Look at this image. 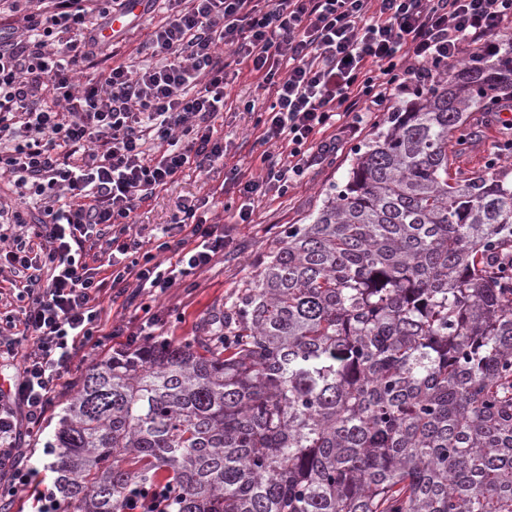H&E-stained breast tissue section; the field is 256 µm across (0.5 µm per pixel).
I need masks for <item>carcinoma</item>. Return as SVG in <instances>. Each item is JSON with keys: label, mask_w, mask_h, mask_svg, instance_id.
<instances>
[{"label": "carcinoma", "mask_w": 512, "mask_h": 512, "mask_svg": "<svg viewBox=\"0 0 512 512\" xmlns=\"http://www.w3.org/2000/svg\"><path fill=\"white\" fill-rule=\"evenodd\" d=\"M470 58L356 153L206 336L88 369L46 447L71 512H512V168L450 174ZM168 485H159L149 499L140 500L131 497L126 502V512H155L163 509L169 496Z\"/></svg>", "instance_id": "1"}]
</instances>
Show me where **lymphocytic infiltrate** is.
I'll return each instance as SVG.
<instances>
[{
	"label": "lymphocytic infiltrate",
	"instance_id": "f902f5d3",
	"mask_svg": "<svg viewBox=\"0 0 512 512\" xmlns=\"http://www.w3.org/2000/svg\"><path fill=\"white\" fill-rule=\"evenodd\" d=\"M157 0H0L16 25L0 31V174L37 214L0 203L17 226L0 248L23 331L0 327V361L30 341L8 391H0V471L14 490L32 472L15 454L20 423L39 427L79 346L105 329L104 289L159 296L224 251V227L183 205L158 248L174 261L139 260L135 211L187 167L225 157L215 119L232 110L229 63L247 64L272 97L261 141L278 154L241 182L236 223L255 204L286 196L313 162L335 155L332 128L359 137L375 113L450 73L465 51L496 54L512 29V0H169L143 43L150 60L115 62L93 17L133 13ZM86 75L76 84L77 75ZM181 231L170 243L173 231ZM106 241L110 273L98 277L88 244Z\"/></svg>",
	"mask_w": 512,
	"mask_h": 512
}]
</instances>
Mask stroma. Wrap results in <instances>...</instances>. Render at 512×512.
I'll return each mask as SVG.
<instances>
[{
  "label": "stroma",
  "mask_w": 512,
  "mask_h": 512,
  "mask_svg": "<svg viewBox=\"0 0 512 512\" xmlns=\"http://www.w3.org/2000/svg\"><path fill=\"white\" fill-rule=\"evenodd\" d=\"M257 83V75L243 66L238 77L229 84L228 90L237 108L215 121L227 145L224 165L201 174L189 170L177 174L135 215L134 232L155 235L161 227L171 223L180 205L201 204L215 222L223 224L230 239L223 255L215 258L204 271L187 278L151 303L153 312L163 321L164 336L176 344L205 334L212 320L223 314L225 307L253 276L259 261L280 245L289 225L304 223L320 206L327 190L345 184L359 148L355 142L343 145L335 159L313 166L304 181L287 196H269L256 203L252 223H233L229 211L237 207L239 193L237 186L227 180L229 167L240 166L243 176L247 177L258 173L264 155L277 152L276 147L261 144L258 139L257 121L268 100L259 94ZM247 101L254 102V111L244 110L243 104ZM470 120L477 126L478 135L456 164L462 176L484 173L488 152L501 134L494 113L475 111ZM111 355V337H101L99 346H87L83 357L77 359L72 371L60 381L57 396L38 434L22 435L19 445L23 461L37 470L33 485L53 480L52 475L41 471L43 446L57 425L63 403L78 389L86 370Z\"/></svg>",
  "instance_id": "35a3bbf8"
}]
</instances>
